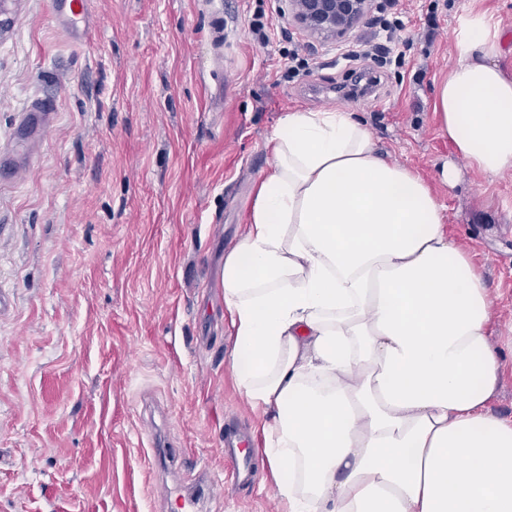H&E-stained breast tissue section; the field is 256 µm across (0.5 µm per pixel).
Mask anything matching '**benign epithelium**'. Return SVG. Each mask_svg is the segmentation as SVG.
Here are the masks:
<instances>
[{
    "instance_id": "obj_1",
    "label": "benign epithelium",
    "mask_w": 512,
    "mask_h": 512,
    "mask_svg": "<svg viewBox=\"0 0 512 512\" xmlns=\"http://www.w3.org/2000/svg\"><path fill=\"white\" fill-rule=\"evenodd\" d=\"M288 16L308 35L329 40L344 37L366 21L372 0H286Z\"/></svg>"
}]
</instances>
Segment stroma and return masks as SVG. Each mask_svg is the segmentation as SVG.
Listing matches in <instances>:
<instances>
[{"instance_id": "1", "label": "stroma", "mask_w": 512, "mask_h": 512, "mask_svg": "<svg viewBox=\"0 0 512 512\" xmlns=\"http://www.w3.org/2000/svg\"><path fill=\"white\" fill-rule=\"evenodd\" d=\"M392 2L404 63L375 67L353 97L336 47L376 29L318 40L285 0H222L220 47L210 0H89L81 41L52 20L51 0H0V512H169L166 491L199 471L216 485L201 512H280L260 413L232 372L221 271L286 112H353L381 155L424 178L492 291L491 343L505 348L512 171L456 162V183L442 182L456 160L432 95L468 12L501 29L512 73V0ZM259 12L275 30L263 49ZM292 49L309 63L293 78ZM41 102L42 133L28 118ZM228 421L257 450L249 490L224 485ZM154 437L169 460L152 457Z\"/></svg>"}]
</instances>
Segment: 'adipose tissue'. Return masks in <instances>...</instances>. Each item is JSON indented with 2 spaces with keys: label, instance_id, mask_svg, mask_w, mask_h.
I'll return each instance as SVG.
<instances>
[{
  "label": "adipose tissue",
  "instance_id": "ef3b65f1",
  "mask_svg": "<svg viewBox=\"0 0 512 512\" xmlns=\"http://www.w3.org/2000/svg\"><path fill=\"white\" fill-rule=\"evenodd\" d=\"M455 53L439 134L484 175L511 171L502 34L466 14ZM270 143L221 285L288 512H512L489 286L430 186L343 109L285 113Z\"/></svg>",
  "mask_w": 512,
  "mask_h": 512
}]
</instances>
